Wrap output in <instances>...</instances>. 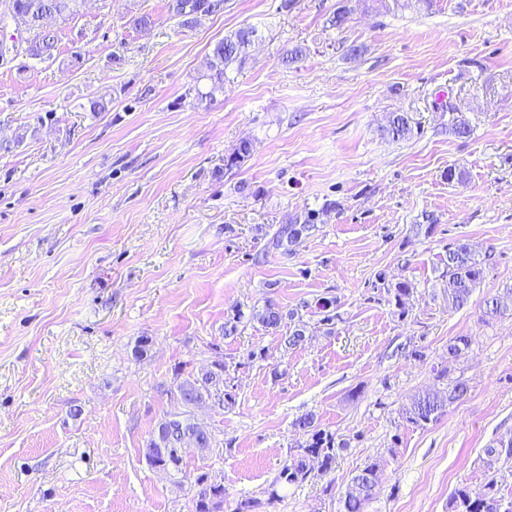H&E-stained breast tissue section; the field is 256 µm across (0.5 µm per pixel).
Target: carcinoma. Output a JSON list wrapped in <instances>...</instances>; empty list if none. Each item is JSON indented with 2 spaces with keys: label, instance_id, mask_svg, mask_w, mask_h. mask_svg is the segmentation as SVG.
Returning <instances> with one entry per match:
<instances>
[{
  "label": "carcinoma",
  "instance_id": "carcinoma-1",
  "mask_svg": "<svg viewBox=\"0 0 512 512\" xmlns=\"http://www.w3.org/2000/svg\"><path fill=\"white\" fill-rule=\"evenodd\" d=\"M80 0H6L9 16L14 22L27 20L31 31L35 33L31 56L35 58L50 57L56 48V36L43 28L42 19L71 17L78 12ZM255 29L248 26L219 41L212 51L209 62L208 79L210 90L205 96L212 97L224 91V79L228 68L237 63L242 64L247 57V50L252 45ZM385 131L394 139H401L411 133L408 117L402 114L393 115ZM311 228L310 220L302 224H287L273 241V247L288 249V245L298 240L303 233ZM446 274H448V295L456 306L468 303L475 288L484 278V262L476 257L465 243H457L448 247L446 253ZM294 317L295 313L283 314L281 308L267 303L262 309L253 312L252 319L273 331L280 328L285 317ZM471 340L466 336H458L448 343V358L457 361L466 355ZM227 366L222 362L214 363V368L196 376L190 375L176 380L172 392L186 406L198 404L212 397V393L220 390L226 383ZM468 391L464 380L456 378L448 381L443 391L426 392L416 396L409 408L405 410L407 423L424 428L427 424L442 415L446 408L459 401ZM295 426L307 439L296 449L291 460L280 472V480L287 484H295L306 480L312 472L310 462L320 463L323 472L331 469L335 463L337 452L345 448V443L336 441L333 433L319 428L314 415L308 414L299 418ZM186 436L193 438L200 448L211 445V435L198 428L191 419L178 414L162 420L155 435L147 446L146 457L154 466L179 467L181 457L178 455V444ZM491 460L512 461V439L499 441L485 450ZM383 469L378 461L364 465L351 479V485L343 501L344 512H365V504L370 500L381 483ZM488 492L482 497L473 498L464 488L456 489L448 499V512H498V506L504 499L498 496L496 481L487 483ZM224 488L219 485L209 486V490L201 493L195 502L194 512H223Z\"/></svg>",
  "mask_w": 512,
  "mask_h": 512
}]
</instances>
